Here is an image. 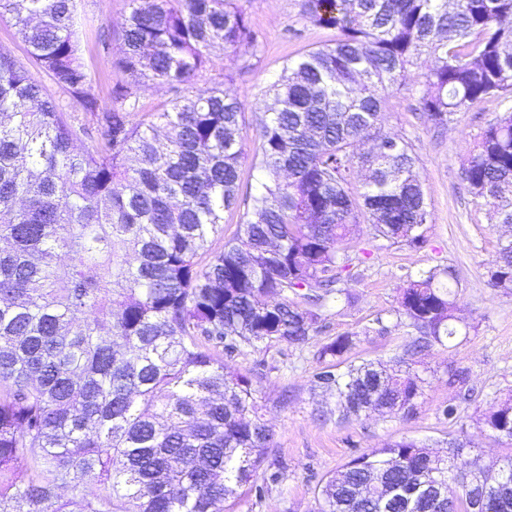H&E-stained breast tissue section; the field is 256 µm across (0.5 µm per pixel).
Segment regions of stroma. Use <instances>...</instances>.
Here are the masks:
<instances>
[{
    "label": "stroma",
    "mask_w": 512,
    "mask_h": 512,
    "mask_svg": "<svg viewBox=\"0 0 512 512\" xmlns=\"http://www.w3.org/2000/svg\"><path fill=\"white\" fill-rule=\"evenodd\" d=\"M246 16L260 36L257 49L214 51L210 67L194 81V90L218 85L235 95L242 105L241 136L253 148L264 119L260 103L266 87L282 73L298 52L330 43L335 30L310 23L304 0H241ZM75 28L79 56L91 77V91L100 110H111L113 86L129 76L113 63L104 43L119 46L121 30L130 11V0H75ZM0 49L6 50L43 87L46 96L61 102L65 112L87 132L77 140L89 148L100 140L96 120L79 102L60 90L28 56L10 18L0 17ZM419 82L418 70L405 78L384 108L382 129L412 143L420 159L430 218L425 226L426 244L418 250L373 237L369 224L352 229V264L344 288L356 297L349 308L332 307L326 329L308 343L272 344L267 350L243 348L228 358L233 369H249L264 362L263 376L255 380L263 421L272 435L266 465L284 467L283 478L268 484L263 498L242 493L228 499L229 512H317V489L329 476L345 468L354 457L404 439L422 440L439 454L448 451L451 438L470 447L455 459L456 471L478 462L496 474L512 456V441L488 435L482 417L492 406L512 397V292L490 285V260L503 225L495 223L488 208L466 189L461 165L473 150L478 133L499 113L512 108V96L489 99L461 110L448 128L437 131L419 109L411 90ZM438 265L455 271L458 296L455 314L466 325L465 335L451 346L436 345L411 357L410 364L423 380V394L415 414L392 417L369 411L341 419L334 398L314 386L317 350L336 336L351 333L353 361L372 360L396 367L403 356L408 329L399 324L395 309L401 275ZM384 332H377V324ZM469 371L467 389L448 383L449 366ZM455 405L457 417L446 419L442 410Z\"/></svg>",
    "instance_id": "obj_1"
}]
</instances>
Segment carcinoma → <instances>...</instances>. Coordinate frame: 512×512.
Listing matches in <instances>:
<instances>
[{
	"label": "carcinoma",
	"mask_w": 512,
	"mask_h": 512,
	"mask_svg": "<svg viewBox=\"0 0 512 512\" xmlns=\"http://www.w3.org/2000/svg\"><path fill=\"white\" fill-rule=\"evenodd\" d=\"M114 64L119 106L101 112L78 55L74 0H0L29 57L101 128L75 149L60 104L0 50V512H224L235 488L260 499L270 444L252 377L227 369L243 344L302 345L323 328L351 265V226L420 249L429 211L420 159L384 133V105L406 73L437 128L461 109L512 94V0H304L330 45L288 61L266 91L252 211L219 249L239 202L241 104L214 87L188 92L214 49L257 47L240 0H130ZM168 85L161 112L139 111L140 80ZM375 130L373 144L361 149ZM358 167L363 191L350 189ZM462 180L500 224H512V110L489 123ZM68 263L58 265L59 255ZM512 291V240L490 262ZM396 314L414 356L459 335L450 267L401 275ZM350 334L317 352L315 386L339 415L373 403L414 412L422 379L349 360ZM512 440V400L485 416ZM448 459L399 441L353 458L318 489V512H454L475 488L448 487ZM465 477L489 490L477 466ZM82 489L75 502L59 491Z\"/></svg>",
	"instance_id": "1"
}]
</instances>
